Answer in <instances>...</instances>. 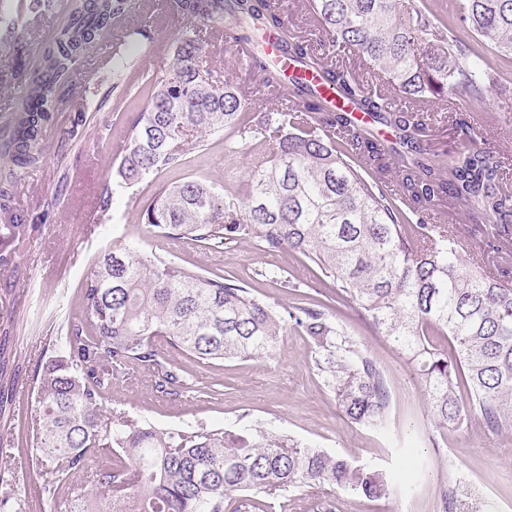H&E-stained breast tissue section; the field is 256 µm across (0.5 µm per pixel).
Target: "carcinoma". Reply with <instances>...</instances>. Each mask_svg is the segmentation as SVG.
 I'll list each match as a JSON object with an SVG mask.
<instances>
[{"label": "carcinoma", "mask_w": 512, "mask_h": 512, "mask_svg": "<svg viewBox=\"0 0 512 512\" xmlns=\"http://www.w3.org/2000/svg\"><path fill=\"white\" fill-rule=\"evenodd\" d=\"M187 21L162 77L138 74L145 110L125 121L113 182L131 187L184 164L227 132L233 144L269 147L246 197L205 180L163 183L142 219L157 238L207 250L257 239L268 253L299 254L329 279L300 304L275 308L231 277L115 243L101 252L79 294L81 315L48 343L37 375L42 496L67 512H242L265 497L329 487L370 501L396 493L393 474L256 425L231 437L190 422L159 426L114 411L115 381L143 369L164 397L199 393L174 355L215 367L273 355L288 328L308 337L316 368L333 383L353 424L385 427L388 379L367 347L333 319L345 301L377 336L409 357L428 396L433 429L460 427L469 413L497 435L512 430L511 269L485 256L512 241V190L503 150L467 143L441 156L425 140L420 104L484 102L501 76L483 48L512 59V0H452V21L404 0H312L316 31L288 34L280 0H176ZM132 0H66L68 22L40 50L42 77L22 90L9 160L14 171L42 158L43 122L60 101V78L132 9ZM205 26L249 48L246 67L285 106L242 100L225 72L202 66ZM471 33V41L457 30ZM298 64L287 76L266 38ZM350 52L382 80L339 59ZM132 61L112 59L115 105L130 96ZM320 76L339 106L307 75ZM406 102L397 104L395 96ZM370 122L359 124L354 113ZM457 202L482 245L462 254L458 227L436 207ZM94 497L61 500L69 476L96 456ZM441 512H494L439 491Z\"/></svg>", "instance_id": "cac0c4a2"}]
</instances>
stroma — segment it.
<instances>
[{
	"mask_svg": "<svg viewBox=\"0 0 512 512\" xmlns=\"http://www.w3.org/2000/svg\"><path fill=\"white\" fill-rule=\"evenodd\" d=\"M25 4L26 0H11L8 16L0 19V146L8 141L10 121L23 106L22 89L41 70L39 47L51 42L67 21L61 9L35 15ZM184 25L175 0H133L131 12L113 24L110 37L84 55L65 79L61 102L43 127L41 163L23 170L16 180L0 174V198L7 200L6 208L0 209V225L25 228L20 239L0 241V391L13 398L0 416V435L9 442L6 453L0 454V469L13 472L23 466L31 476L30 488L19 489L0 505V512H49L39 494L36 407H19L14 398L20 391L35 389L47 338L57 325L69 324L78 314L79 288L88 267L114 240L235 277L275 305L294 302L295 296L263 278V271L290 273L316 287L321 284L319 270L301 256L266 253L252 241L228 243L223 251L212 252L186 240L154 237L140 219L157 184L189 175L244 197L250 170L267 151L258 141L230 152L224 135L212 136L204 150L189 154L185 167L150 176L130 189L115 188L103 222L91 229L83 224L86 209L112 178L113 146L121 139L126 119L110 104L112 67L102 59L105 46L122 32L146 29L161 53L140 58L136 67L160 76L168 68L171 40ZM201 36L206 63L226 67L241 96L260 107L277 106L275 95L239 65L220 36L208 29ZM89 86L96 88L103 106L89 104L84 94ZM498 103V95L488 97L484 107L492 117L481 124L474 102L457 105V112L473 126L476 145L512 148V114L499 111ZM336 318L348 336L367 343L386 373L392 394L387 430L360 427L344 417L333 389L315 366L310 344L294 329L269 358L228 362L218 369L181 358L184 374L197 391L176 400L152 393L147 374L134 371L114 387L112 406L153 423L177 426L198 421L232 435L261 424L361 464L415 474L417 487L410 495L370 502L337 492L344 512H439L441 486L462 475L471 478L478 497L493 499L499 512H512V432L490 435L472 416L460 428L448 430L440 447H433L428 440L432 424L426 395L404 357L373 336L348 305L339 306ZM216 379L223 383L219 396L199 395L200 387Z\"/></svg>",
	"mask_w": 512,
	"mask_h": 512,
	"instance_id": "stroma-1",
	"label": "stroma"
}]
</instances>
